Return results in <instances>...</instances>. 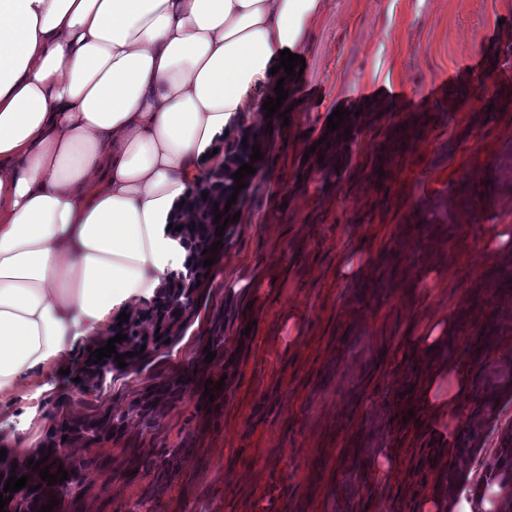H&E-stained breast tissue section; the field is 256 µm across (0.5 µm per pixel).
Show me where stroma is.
I'll return each instance as SVG.
<instances>
[{"mask_svg": "<svg viewBox=\"0 0 512 512\" xmlns=\"http://www.w3.org/2000/svg\"><path fill=\"white\" fill-rule=\"evenodd\" d=\"M322 2L295 105L273 121L242 217L178 336L86 394L76 379L103 339L77 343L68 375L52 376L40 414L21 422L12 459L41 447L47 419L118 415L154 383L184 380L156 429L131 419L111 441L71 446L108 465L66 512H417L422 489L447 487L444 449L412 393L427 363L405 357L400 338L420 314L457 310L454 352L485 327L512 336V258L484 244L489 225H512V0ZM338 108L358 115L347 142L311 153ZM383 145L397 146L392 162H380ZM349 254L370 264L368 280L337 279ZM424 265L443 283L416 284ZM210 379L223 386L209 399ZM396 381L406 391L392 400ZM511 431L512 403L461 461L468 486ZM386 443L409 481L371 483ZM179 446L190 455L148 496L136 462Z\"/></svg>", "mask_w": 512, "mask_h": 512, "instance_id": "1", "label": "stroma"}]
</instances>
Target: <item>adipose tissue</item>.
<instances>
[{
	"mask_svg": "<svg viewBox=\"0 0 512 512\" xmlns=\"http://www.w3.org/2000/svg\"><path fill=\"white\" fill-rule=\"evenodd\" d=\"M322 0H0V403L34 405L59 359L157 299L187 249L181 220L224 166L281 50L297 51ZM460 316H422L404 337L430 355L418 399L451 444L472 385L445 355ZM483 489H441L419 512H500Z\"/></svg>",
	"mask_w": 512,
	"mask_h": 512,
	"instance_id": "ef3b65f1",
	"label": "adipose tissue"
}]
</instances>
